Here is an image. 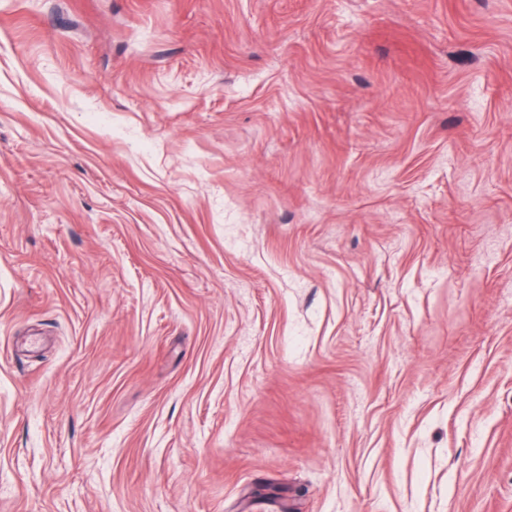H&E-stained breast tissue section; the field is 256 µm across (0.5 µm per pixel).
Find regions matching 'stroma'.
Listing matches in <instances>:
<instances>
[{
    "instance_id": "obj_1",
    "label": "stroma",
    "mask_w": 512,
    "mask_h": 512,
    "mask_svg": "<svg viewBox=\"0 0 512 512\" xmlns=\"http://www.w3.org/2000/svg\"><path fill=\"white\" fill-rule=\"evenodd\" d=\"M0 512H512V0H0Z\"/></svg>"
}]
</instances>
